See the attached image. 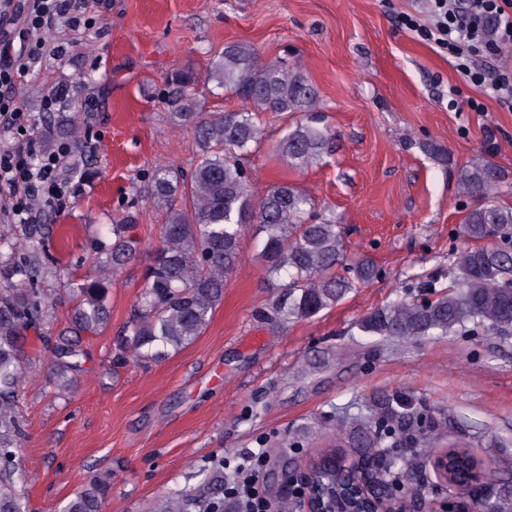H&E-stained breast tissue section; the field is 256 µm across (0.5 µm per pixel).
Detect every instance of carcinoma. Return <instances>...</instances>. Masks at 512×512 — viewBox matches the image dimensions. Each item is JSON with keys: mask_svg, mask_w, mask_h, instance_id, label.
Returning a JSON list of instances; mask_svg holds the SVG:
<instances>
[{"mask_svg": "<svg viewBox=\"0 0 512 512\" xmlns=\"http://www.w3.org/2000/svg\"><path fill=\"white\" fill-rule=\"evenodd\" d=\"M204 81L250 101L254 110L204 112L191 86L194 77L177 72L165 98L171 118L192 133L193 168L155 167L147 199L165 210L161 244L144 270L136 310L114 340L113 361L138 358L160 362L171 351L193 343L224 300V283L241 260L240 240L256 224L264 233L261 255L266 274L279 294L267 319L279 326L312 318L339 302L350 290L370 281L374 268L349 262L336 216L316 211L310 194L289 181L272 185L253 201L248 156L262 139L255 116L270 110L302 118L278 141V156L288 167L305 170L336 151V134L314 113L316 93L288 64L263 63L256 51L230 43L209 58ZM501 169L484 158L458 170L461 192L480 203L466 211L461 234L469 245L452 268L448 284H426L424 297H400L370 312L359 329L367 335L406 340L446 336L466 328L512 336V207L497 201L504 182ZM133 225L118 222L99 229L92 239L93 276L73 277L80 259L63 263L47 224L0 225V512H29L26 478L19 467L24 428L17 412L28 350L50 352V382L55 394L69 395L81 371L82 337L110 325L114 275L138 253ZM494 239L489 247L484 241ZM62 281L74 302L70 327L55 336L47 327L51 297L47 278ZM428 431L415 418L382 397L369 425L346 430L348 443L364 457L378 448H414ZM477 466L468 450H448V482ZM111 475L89 482L60 512H102ZM198 499L173 492L149 512H195ZM493 512H512V486L501 485ZM208 512H224V480L212 475Z\"/></svg>", "mask_w": 512, "mask_h": 512, "instance_id": "cac0c4a2", "label": "carcinoma"}]
</instances>
